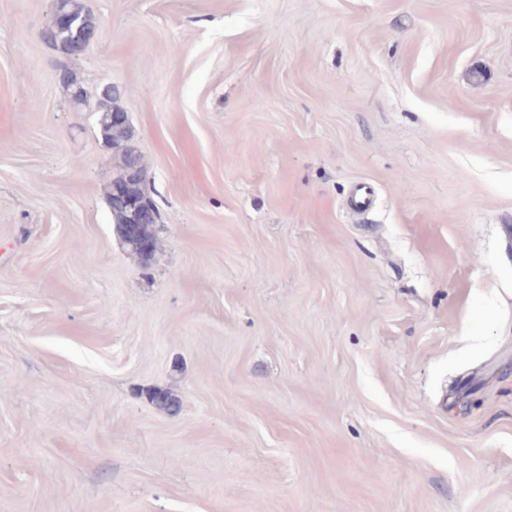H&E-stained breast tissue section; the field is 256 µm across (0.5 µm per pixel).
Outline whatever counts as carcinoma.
<instances>
[{
    "label": "carcinoma",
    "instance_id": "1",
    "mask_svg": "<svg viewBox=\"0 0 512 512\" xmlns=\"http://www.w3.org/2000/svg\"><path fill=\"white\" fill-rule=\"evenodd\" d=\"M60 2L63 11L71 18V25L60 30L51 24L47 25L41 32V37L45 42L56 45L79 39H89L97 35V21L81 0H60ZM101 104L99 131L105 143L115 149L116 173L108 187L107 202L115 224L121 225L125 222V215L120 202L113 196V187L124 180L126 171L130 167L138 168L142 174L145 173V167L140 151L133 141L130 124L113 123L110 120L111 113L119 111L115 94L112 93L101 98ZM152 400L155 401L157 407L170 414H176L180 410L178 399L168 391H153Z\"/></svg>",
    "mask_w": 512,
    "mask_h": 512
}]
</instances>
